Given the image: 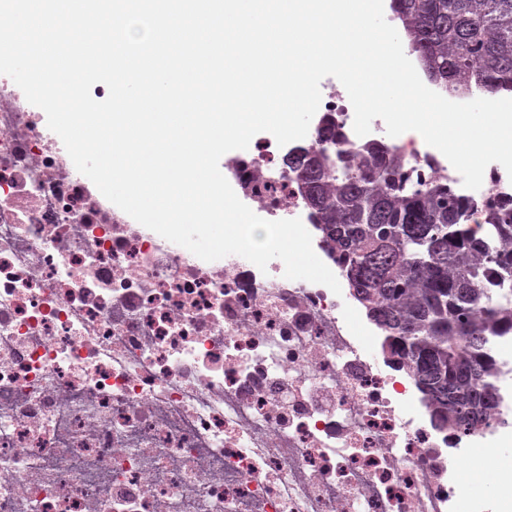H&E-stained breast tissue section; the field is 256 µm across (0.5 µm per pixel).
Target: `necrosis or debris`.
<instances>
[{"label":"necrosis or debris","instance_id":"obj_1","mask_svg":"<svg viewBox=\"0 0 512 512\" xmlns=\"http://www.w3.org/2000/svg\"><path fill=\"white\" fill-rule=\"evenodd\" d=\"M301 144L332 118L340 147L380 142L411 183L479 190L437 149L353 130L340 82ZM266 132L228 152L224 175L267 220L301 219L316 255L342 269ZM238 255L206 263L136 224L73 170L55 133L0 75V512H458L468 473L512 505V334L491 354L499 422L444 435L410 375L380 364L350 293L290 280Z\"/></svg>","mask_w":512,"mask_h":512}]
</instances>
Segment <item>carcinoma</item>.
Wrapping results in <instances>:
<instances>
[{"label": "carcinoma", "instance_id": "carcinoma-1", "mask_svg": "<svg viewBox=\"0 0 512 512\" xmlns=\"http://www.w3.org/2000/svg\"><path fill=\"white\" fill-rule=\"evenodd\" d=\"M428 80L466 97L512 94V0H391ZM299 194L342 256L354 299L382 336L389 365L413 376L448 432L491 426L497 404L490 341L512 331V210L458 199L448 184L412 186L379 143L358 155L319 146L288 154ZM481 213V221L470 217ZM500 289L484 296L476 285Z\"/></svg>", "mask_w": 512, "mask_h": 512}]
</instances>
